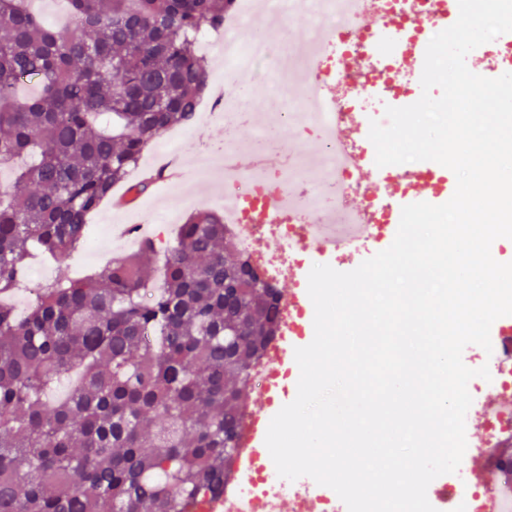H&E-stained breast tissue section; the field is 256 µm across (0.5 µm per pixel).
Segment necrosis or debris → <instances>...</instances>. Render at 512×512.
<instances>
[{
    "instance_id": "4bbe7bcc",
    "label": "necrosis or debris",
    "mask_w": 512,
    "mask_h": 512,
    "mask_svg": "<svg viewBox=\"0 0 512 512\" xmlns=\"http://www.w3.org/2000/svg\"><path fill=\"white\" fill-rule=\"evenodd\" d=\"M289 11H315L321 18L306 45L315 56L314 71L296 68L301 85L313 97L326 99L322 109L309 111L304 123L316 132L319 160L309 164L296 148L283 146L284 162L275 174L236 166L240 146L226 144L222 153H200L198 166L218 168L224 182V229L237 250L252 257L273 281L289 270L310 271L316 259L303 247L308 234L318 232L331 216L342 213L361 237L337 243L329 261L352 265L360 252L386 235L398 220L400 202L417 178L440 173L434 161H414L379 168L373 181L363 180L361 168L374 165L376 150L368 138L369 99L404 107L421 96L419 77L406 73L404 56L427 46L438 32L458 18L457 0H289ZM278 181L292 195L287 210L271 211L265 224L246 221L249 209L268 204L269 181ZM492 352L472 348L473 368L488 367L490 376L472 378L468 391L480 409L484 441L479 454L512 440V316L494 321ZM269 453L256 461L251 478L233 477L224 486V512H249L252 498L263 497L266 512H275L280 497L309 500L307 512H347L334 490L304 480L281 478ZM512 487V472L503 471L496 488L469 483L463 472L437 477L428 489L429 502L439 512H500L503 491Z\"/></svg>"
}]
</instances>
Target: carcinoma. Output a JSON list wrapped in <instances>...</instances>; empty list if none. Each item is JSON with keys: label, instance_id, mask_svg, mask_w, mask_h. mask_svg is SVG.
Listing matches in <instances>:
<instances>
[{"label": "carcinoma", "instance_id": "carcinoma-1", "mask_svg": "<svg viewBox=\"0 0 512 512\" xmlns=\"http://www.w3.org/2000/svg\"><path fill=\"white\" fill-rule=\"evenodd\" d=\"M230 0H67L46 25L0 0V296L27 259L84 247L90 216L148 146L193 123L208 88L197 37ZM37 90L26 98L19 90ZM82 278L42 282L24 314L0 302V512H186L224 493L254 365L279 331L281 289L195 211Z\"/></svg>", "mask_w": 512, "mask_h": 512}]
</instances>
